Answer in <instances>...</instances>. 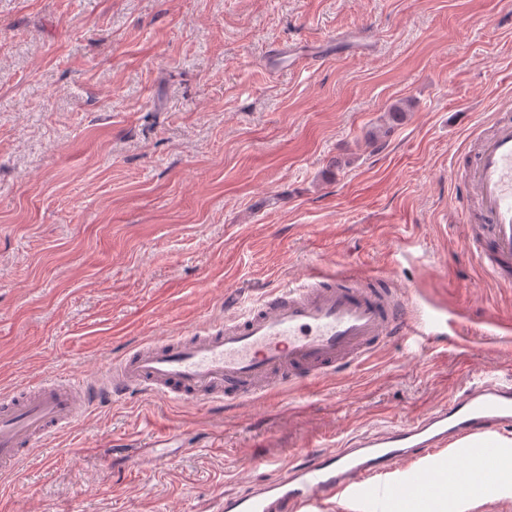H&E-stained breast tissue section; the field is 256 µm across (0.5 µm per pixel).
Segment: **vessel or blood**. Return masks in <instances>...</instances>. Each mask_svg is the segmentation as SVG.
Masks as SVG:
<instances>
[{"label": "vessel or blood", "mask_w": 512, "mask_h": 512, "mask_svg": "<svg viewBox=\"0 0 512 512\" xmlns=\"http://www.w3.org/2000/svg\"><path fill=\"white\" fill-rule=\"evenodd\" d=\"M474 163L461 181L478 202L485 231L466 243L487 273L512 287V113L476 136ZM439 323L411 309L395 288L354 271L310 270L235 316L182 336L138 343L115 357L104 378L48 376L0 394V473L96 406L145 390L169 400L244 402L287 383H312L365 361L392 336H433ZM512 431V380H482L410 422L351 436L338 449L303 454L279 480L221 498L219 512L317 510L351 489L363 512H383L393 487L380 475L410 458L439 457L450 445Z\"/></svg>", "instance_id": "vessel-or-blood-1"}]
</instances>
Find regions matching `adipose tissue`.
Segmentation results:
<instances>
[{
    "label": "adipose tissue",
    "instance_id": "1",
    "mask_svg": "<svg viewBox=\"0 0 512 512\" xmlns=\"http://www.w3.org/2000/svg\"><path fill=\"white\" fill-rule=\"evenodd\" d=\"M434 479L439 491L430 495L417 490L412 481L393 475L390 482L399 493L397 512H466L469 496L460 486L455 456H448Z\"/></svg>",
    "mask_w": 512,
    "mask_h": 512
}]
</instances>
